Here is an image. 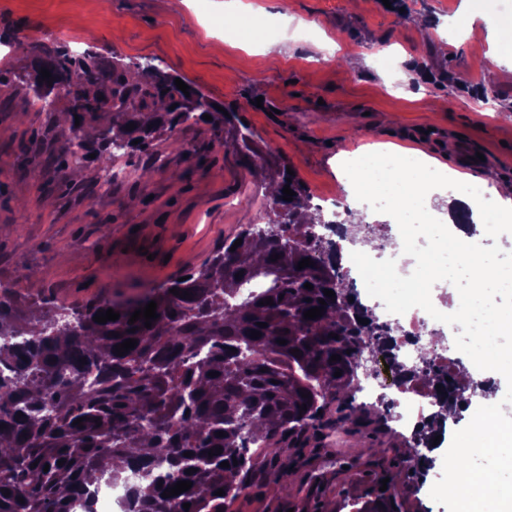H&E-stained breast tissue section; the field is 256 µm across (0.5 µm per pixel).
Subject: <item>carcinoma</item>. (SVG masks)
<instances>
[{"label":"carcinoma","mask_w":512,"mask_h":512,"mask_svg":"<svg viewBox=\"0 0 512 512\" xmlns=\"http://www.w3.org/2000/svg\"><path fill=\"white\" fill-rule=\"evenodd\" d=\"M44 54L54 80L39 77L29 86L32 103L47 111L55 88L72 87L69 114L80 118V125L72 121L60 131L61 146L52 155L57 169H66L75 157L72 135L81 134L109 102L115 111L96 128L95 161L103 170L119 151L143 149L162 136L177 143L174 133L191 121L205 122L207 113L212 127L231 134L249 170L261 171L271 187L268 215L276 220L243 225L235 236L242 240L237 248L224 242L199 269L186 272L189 279H175L138 299L65 307L0 289V512H77L81 503L92 512L89 489L121 479L109 467L114 458L124 459L125 470L134 475L147 474L131 490L130 512H227L231 500L254 486L251 441L277 440L292 450L294 466L302 467L306 433L321 419L318 411L330 404L344 405L353 425H384L381 409L354 405L355 379L366 355L395 362L398 327L360 301L343 271L340 250V241L349 236L372 239L371 226L342 225L335 230L336 241L313 233L315 224L301 220L313 209L312 195L287 173V165L262 154L254 133L236 123L235 114L224 115L210 101L205 112L197 111L193 97L203 94L191 88L185 95L175 77L152 62H109L89 49L80 56L65 49ZM145 112L156 113L150 126L141 122ZM130 123L134 129L128 131ZM287 184L296 193L291 201L282 199ZM274 254L279 259L272 261ZM306 258L314 265L297 269ZM252 281L263 290L240 294ZM173 288L192 298L169 293ZM326 289L335 298L324 295ZM267 298L273 304L260 305ZM321 299L326 302L322 317L304 318ZM151 301L159 315L151 328L142 318L129 323L132 313ZM110 308L120 313L118 320L93 321L98 311ZM61 311L72 327L54 325ZM360 318L369 323L361 324ZM253 330L261 337L250 338ZM130 338L138 340L136 347L117 355L115 346ZM333 355L341 359L332 362ZM419 375L441 385L439 410L414 439V447L431 451L433 439L444 432L448 409L468 404L462 390L475 395L486 385L448 381L428 367ZM80 417L81 428L74 424ZM219 431L226 436H217ZM219 447L222 453L208 456ZM223 461L229 467H221ZM190 468L195 472L186 473ZM266 468L264 486L284 488V469L274 460ZM179 481L192 487L162 497ZM219 489L221 496L215 495ZM396 501L390 490L379 491L357 512H399ZM185 503L190 508H183Z\"/></svg>","instance_id":"obj_1"}]
</instances>
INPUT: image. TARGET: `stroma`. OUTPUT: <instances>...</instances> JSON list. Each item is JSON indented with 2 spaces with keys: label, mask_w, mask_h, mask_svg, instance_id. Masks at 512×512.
I'll use <instances>...</instances> for the list:
<instances>
[{
  "label": "stroma",
  "mask_w": 512,
  "mask_h": 512,
  "mask_svg": "<svg viewBox=\"0 0 512 512\" xmlns=\"http://www.w3.org/2000/svg\"><path fill=\"white\" fill-rule=\"evenodd\" d=\"M248 13L279 22L280 51L271 68L258 66L249 44L266 35L247 28L225 37L216 26L224 0H0V36L34 44L4 50L0 75V285L18 295L59 304L123 300L143 294L190 268V255L206 260L240 225L262 223L265 188L231 144L215 145L210 125L177 131L178 146L162 141L119 156V184L99 186L93 160L63 173L48 165L66 112L67 96L53 93V109L40 111L22 76L35 74L43 48L92 45L105 59L154 60L224 109L247 122L263 153L293 167L312 195L342 198L369 224L382 214L353 200L336 163L367 145L386 153L427 155L439 169L456 150L482 153L476 176L512 194V72L486 67L469 41L440 36L463 10L512 16L497 0H245ZM152 177H144L146 167ZM34 277H25L22 266ZM471 407L447 424L424 474L404 463L387 465L401 512H456L442 492L458 433L470 428ZM319 451L309 467L292 472L287 494L253 492L229 512H290L307 491L311 467L327 477L311 512H354L375 483L365 471L348 482L335 475L364 448H403L393 431L364 437L327 429L310 435Z\"/></svg>",
  "instance_id": "stroma-1"
}]
</instances>
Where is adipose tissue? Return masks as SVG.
<instances>
[{"label":"adipose tissue","instance_id":"1","mask_svg":"<svg viewBox=\"0 0 512 512\" xmlns=\"http://www.w3.org/2000/svg\"><path fill=\"white\" fill-rule=\"evenodd\" d=\"M452 27L466 34L480 60L496 66L512 46V22L489 18L480 30L470 16ZM442 248L448 262L438 267L436 277L451 280L461 269L467 274L468 286L455 298L456 312L465 316L480 308L485 313L486 328L470 341L473 358L485 373L512 374V347L495 344L499 334L512 332V310L489 301L493 292L512 290V266L491 264L461 229H451ZM458 454L463 466L455 473L457 512H512V427L500 426L490 409L478 410L459 440Z\"/></svg>","mask_w":512,"mask_h":512}]
</instances>
